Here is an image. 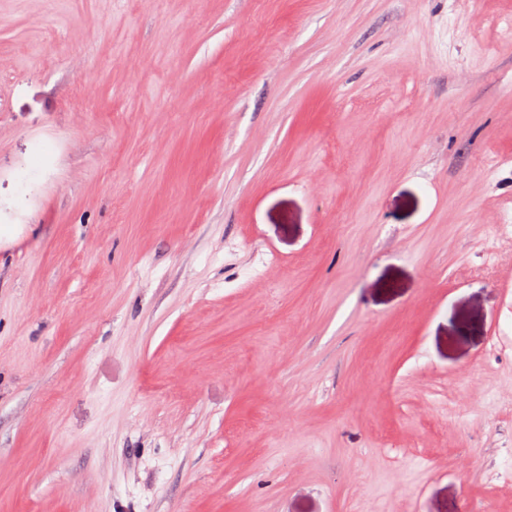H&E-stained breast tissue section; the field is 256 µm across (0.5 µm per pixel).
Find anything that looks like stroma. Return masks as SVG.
Instances as JSON below:
<instances>
[{"label":"stroma","mask_w":512,"mask_h":512,"mask_svg":"<svg viewBox=\"0 0 512 512\" xmlns=\"http://www.w3.org/2000/svg\"><path fill=\"white\" fill-rule=\"evenodd\" d=\"M508 469L512 0H0V512Z\"/></svg>","instance_id":"1"}]
</instances>
